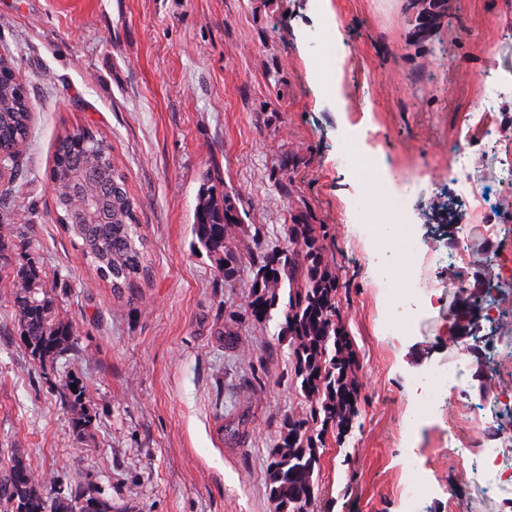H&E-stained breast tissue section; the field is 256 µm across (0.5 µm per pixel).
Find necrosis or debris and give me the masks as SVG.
<instances>
[{"mask_svg": "<svg viewBox=\"0 0 512 512\" xmlns=\"http://www.w3.org/2000/svg\"><path fill=\"white\" fill-rule=\"evenodd\" d=\"M373 207L381 209V221L368 225L373 243L371 269L381 284L386 298L382 312L385 329L394 336L405 334L415 316L433 305L431 283L417 274L414 267L403 264V254L425 255L438 264L460 263L465 257L463 245H456L451 252L426 245L413 235L410 226V211L400 187L384 188L382 194L371 197ZM492 271L473 300L474 308L487 322H495L497 296L512 287V244L506 238L495 240L492 250ZM469 379V368L462 362H452L448 367L428 369L418 377L416 397L406 415L407 424H415L425 414L444 410L446 394L463 389ZM479 410L471 404H459L448 414L449 431L455 432L452 454L458 462H468L471 456L492 459L481 475V488L488 499L512 496V461L498 463V449L484 447L481 433L477 430L462 432V424L481 420Z\"/></svg>", "mask_w": 512, "mask_h": 512, "instance_id": "obj_1", "label": "necrosis or debris"}]
</instances>
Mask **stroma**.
I'll return each mask as SVG.
<instances>
[{"instance_id": "35a3bbf8", "label": "stroma", "mask_w": 512, "mask_h": 512, "mask_svg": "<svg viewBox=\"0 0 512 512\" xmlns=\"http://www.w3.org/2000/svg\"><path fill=\"white\" fill-rule=\"evenodd\" d=\"M414 27L404 0H0V55L34 104L11 178L22 194L0 212V470L20 457L45 477V497L80 486L114 512H275L267 472L293 418L321 440L310 512H405L409 448L436 487L426 512H448L452 496L458 512H512V500L486 499L475 470L452 462L441 418L404 426L424 368L466 356L473 380L449 395L452 406L512 385L511 359L503 381L486 377L465 342L484 331L461 315L490 272L487 215L512 213L496 156L480 144L491 128L512 146V0H448L430 38ZM321 62L329 81L316 74ZM487 83L502 98L483 125H463ZM77 127L106 139L138 202L149 274L119 295L56 222L54 145ZM352 128L382 164L375 181L340 162ZM462 134L467 200L419 176L424 162L447 170ZM213 170L240 221L228 280L192 233ZM396 176L421 180L409 201L418 236L464 239L468 276L460 288L457 266L421 262L441 304L403 336L381 326L384 294L358 222L363 197ZM291 224L319 226L336 272L356 384L345 427L312 417L282 308L262 324L244 312L252 255L292 248ZM27 264L73 325L61 356L37 359L19 335L15 275ZM69 377L88 388L82 404L60 400Z\"/></svg>"}]
</instances>
